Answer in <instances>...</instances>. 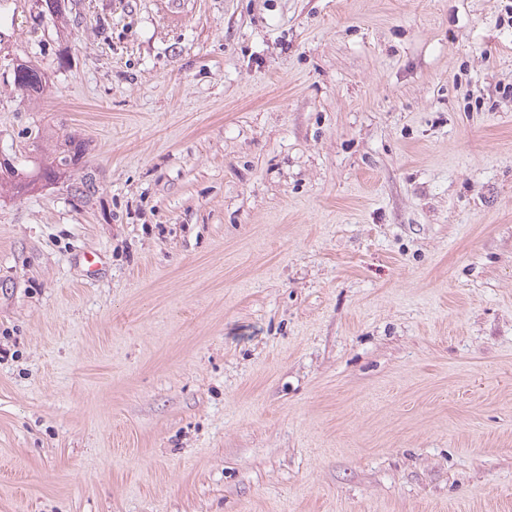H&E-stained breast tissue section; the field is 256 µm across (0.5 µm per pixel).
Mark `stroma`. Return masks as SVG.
Listing matches in <instances>:
<instances>
[{"mask_svg": "<svg viewBox=\"0 0 512 512\" xmlns=\"http://www.w3.org/2000/svg\"><path fill=\"white\" fill-rule=\"evenodd\" d=\"M511 3L0 0V512H512ZM13 82L19 90L29 94L37 92L43 85L42 74L37 69L24 64H17Z\"/></svg>", "mask_w": 512, "mask_h": 512, "instance_id": "1", "label": "stroma"}]
</instances>
